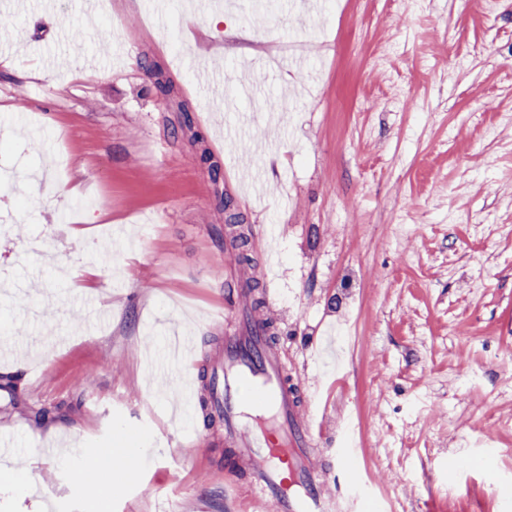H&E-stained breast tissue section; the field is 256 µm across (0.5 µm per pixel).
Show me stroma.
Here are the masks:
<instances>
[{"mask_svg":"<svg viewBox=\"0 0 512 512\" xmlns=\"http://www.w3.org/2000/svg\"><path fill=\"white\" fill-rule=\"evenodd\" d=\"M293 2L0 11V169L51 170L0 184V435L35 475L0 512H259L207 401L224 272L270 256L288 375L367 512H512V0ZM115 448L134 468L92 489Z\"/></svg>","mask_w":512,"mask_h":512,"instance_id":"1","label":"stroma"}]
</instances>
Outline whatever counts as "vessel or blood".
I'll return each instance as SVG.
<instances>
[{"label": "vessel or blood", "mask_w": 512, "mask_h": 512, "mask_svg": "<svg viewBox=\"0 0 512 512\" xmlns=\"http://www.w3.org/2000/svg\"><path fill=\"white\" fill-rule=\"evenodd\" d=\"M243 323L244 335L224 338V444L230 465L245 470L269 512H361L354 451L337 449L327 464L319 447L323 426L315 424L314 392L290 386L283 359L267 336L268 318L252 315L244 292L224 303V324ZM347 489L330 492L335 475Z\"/></svg>", "instance_id": "obj_1"}]
</instances>
